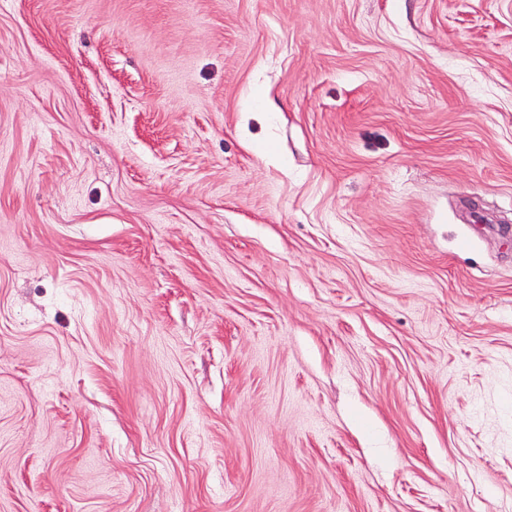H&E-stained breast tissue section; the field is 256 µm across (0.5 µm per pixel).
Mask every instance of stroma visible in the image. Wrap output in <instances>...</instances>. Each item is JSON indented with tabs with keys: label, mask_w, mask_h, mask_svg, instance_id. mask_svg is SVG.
<instances>
[{
	"label": "stroma",
	"mask_w": 512,
	"mask_h": 512,
	"mask_svg": "<svg viewBox=\"0 0 512 512\" xmlns=\"http://www.w3.org/2000/svg\"><path fill=\"white\" fill-rule=\"evenodd\" d=\"M0 512H512V0H0Z\"/></svg>",
	"instance_id": "obj_1"
}]
</instances>
